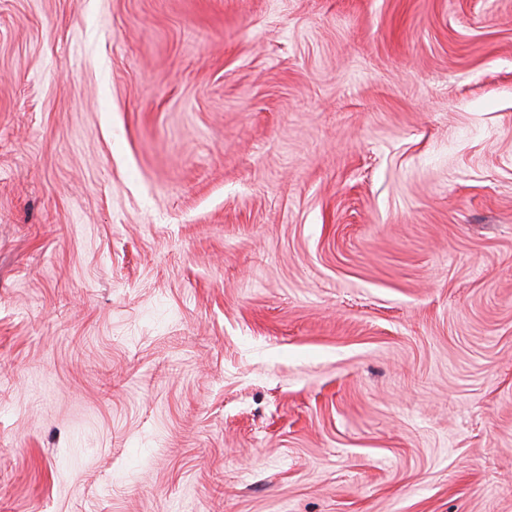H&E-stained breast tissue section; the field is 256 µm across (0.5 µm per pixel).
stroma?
<instances>
[{
	"label": "stroma",
	"mask_w": 512,
	"mask_h": 512,
	"mask_svg": "<svg viewBox=\"0 0 512 512\" xmlns=\"http://www.w3.org/2000/svg\"><path fill=\"white\" fill-rule=\"evenodd\" d=\"M0 512H512V0H0Z\"/></svg>",
	"instance_id": "stroma-1"
}]
</instances>
